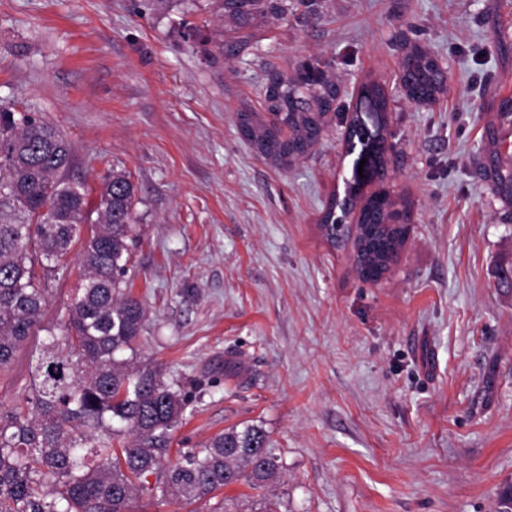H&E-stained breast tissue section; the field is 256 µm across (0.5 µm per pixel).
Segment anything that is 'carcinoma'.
I'll list each match as a JSON object with an SVG mask.
<instances>
[{
    "label": "carcinoma",
    "instance_id": "cac0c4a2",
    "mask_svg": "<svg viewBox=\"0 0 512 512\" xmlns=\"http://www.w3.org/2000/svg\"><path fill=\"white\" fill-rule=\"evenodd\" d=\"M310 2L218 0V10L239 23L267 13L284 18ZM328 67L315 58L292 75H267L264 108L275 120L264 122L250 108L237 113V126L259 154L289 164L317 143L336 110ZM401 72L405 97L414 103L444 93L445 75L416 45L405 47ZM388 105L382 87L366 82L349 123L348 150L360 148L368 178L385 175ZM72 160L71 143L51 123L0 107V371L41 321L48 303L43 280L66 269L63 260L77 243L82 267L60 334L43 340L20 401L0 409V512H127L136 493L211 500L241 481L253 488L275 483L282 464L266 433L250 425L165 462L186 402L161 367L137 360L146 312L120 291L134 228V185L114 171L94 201L83 183L66 177ZM490 178L496 194L512 204V168L497 164ZM359 184L357 176L322 218L333 242ZM392 206L385 192L361 206L358 228L369 233L359 238L358 263L386 270L403 244L405 230L391 224ZM91 222L95 227L81 238L79 226Z\"/></svg>",
    "mask_w": 512,
    "mask_h": 512
}]
</instances>
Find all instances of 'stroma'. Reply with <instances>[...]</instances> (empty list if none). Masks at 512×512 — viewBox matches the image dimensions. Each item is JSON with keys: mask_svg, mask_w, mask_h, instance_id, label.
I'll return each instance as SVG.
<instances>
[{"mask_svg": "<svg viewBox=\"0 0 512 512\" xmlns=\"http://www.w3.org/2000/svg\"><path fill=\"white\" fill-rule=\"evenodd\" d=\"M234 57L215 0H0V104L56 126L70 179L97 197L117 170L134 187L136 229L122 288L147 311L138 358L189 402L170 459L230 428H261L277 484L224 489L235 512H495L512 486V208L485 168L512 164V0H313L252 19ZM448 73L434 104L406 100L402 43ZM331 61L336 113L282 167L238 134L262 111L268 71ZM390 100L387 191L409 231L377 284L353 242L321 218L356 154L348 108L361 83ZM46 281L40 327L0 372L18 401L32 353L58 327L79 279ZM237 375L224 374L225 362Z\"/></svg>", "mask_w": 512, "mask_h": 512, "instance_id": "35a3bbf8", "label": "stroma"}]
</instances>
